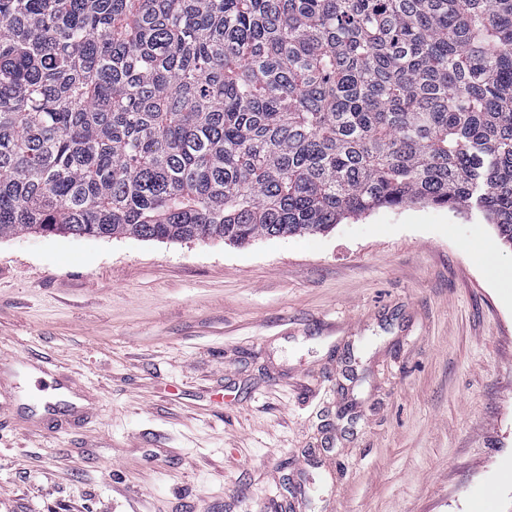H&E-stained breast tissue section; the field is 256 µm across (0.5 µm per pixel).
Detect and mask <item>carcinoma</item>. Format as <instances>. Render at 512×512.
Here are the masks:
<instances>
[{
  "mask_svg": "<svg viewBox=\"0 0 512 512\" xmlns=\"http://www.w3.org/2000/svg\"><path fill=\"white\" fill-rule=\"evenodd\" d=\"M408 204L512 248V0H0V239L243 245Z\"/></svg>",
  "mask_w": 512,
  "mask_h": 512,
  "instance_id": "1",
  "label": "carcinoma"
}]
</instances>
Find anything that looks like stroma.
Masks as SVG:
<instances>
[{"instance_id": "obj_1", "label": "stroma", "mask_w": 512, "mask_h": 512, "mask_svg": "<svg viewBox=\"0 0 512 512\" xmlns=\"http://www.w3.org/2000/svg\"><path fill=\"white\" fill-rule=\"evenodd\" d=\"M512 250L481 213L0 240V512H512Z\"/></svg>"}]
</instances>
